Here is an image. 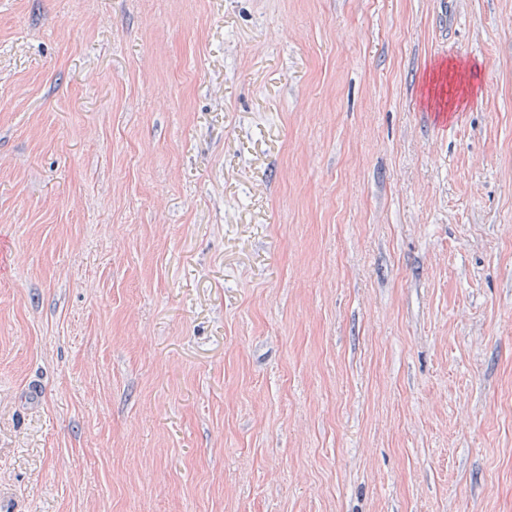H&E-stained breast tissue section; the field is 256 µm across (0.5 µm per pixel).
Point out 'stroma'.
<instances>
[{"label": "stroma", "instance_id": "stroma-1", "mask_svg": "<svg viewBox=\"0 0 512 512\" xmlns=\"http://www.w3.org/2000/svg\"><path fill=\"white\" fill-rule=\"evenodd\" d=\"M0 254V512H512V0H0Z\"/></svg>", "mask_w": 512, "mask_h": 512}]
</instances>
